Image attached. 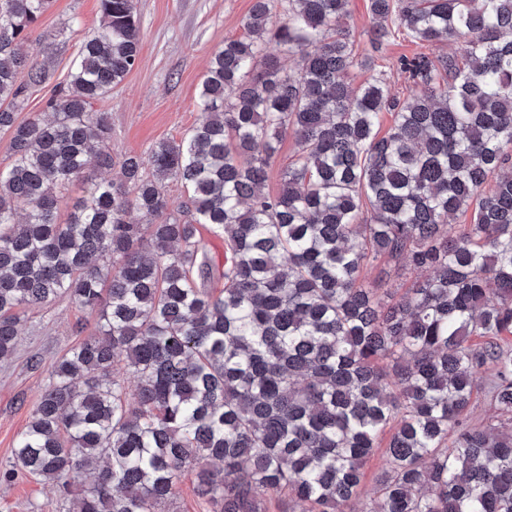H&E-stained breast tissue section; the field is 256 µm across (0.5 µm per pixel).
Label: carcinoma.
<instances>
[{
  "instance_id": "cac0c4a2",
  "label": "carcinoma",
  "mask_w": 512,
  "mask_h": 512,
  "mask_svg": "<svg viewBox=\"0 0 512 512\" xmlns=\"http://www.w3.org/2000/svg\"><path fill=\"white\" fill-rule=\"evenodd\" d=\"M283 2L274 22L254 0L214 51L188 137L116 163L93 104L137 62L134 0H99L51 118L25 121L50 80L27 46L52 0H0V360L32 308L66 298L96 316L48 371L15 464L69 512H176L186 474L209 512L283 496L308 512H512V0H369L377 47L459 44L400 60L420 87L405 101L358 59L347 0ZM356 66L373 71L359 87ZM288 133L297 157L270 194ZM116 165L61 219L56 189ZM201 226L224 237L222 288ZM373 267L430 277L398 297ZM388 429L385 476L356 509Z\"/></svg>"
}]
</instances>
